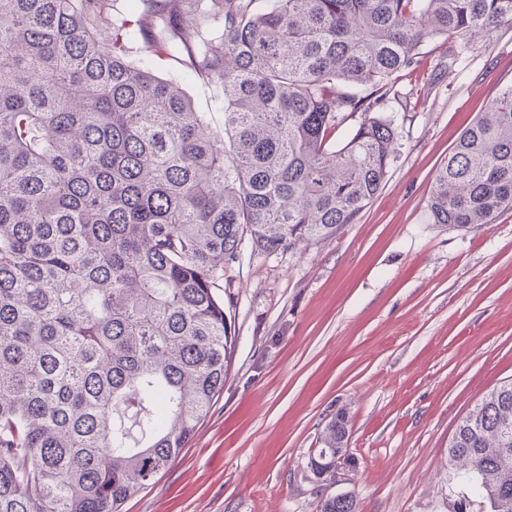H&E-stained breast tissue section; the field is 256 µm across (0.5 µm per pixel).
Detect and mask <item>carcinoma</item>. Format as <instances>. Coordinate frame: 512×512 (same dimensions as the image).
<instances>
[{
	"instance_id": "obj_1",
	"label": "carcinoma",
	"mask_w": 512,
	"mask_h": 512,
	"mask_svg": "<svg viewBox=\"0 0 512 512\" xmlns=\"http://www.w3.org/2000/svg\"><path fill=\"white\" fill-rule=\"evenodd\" d=\"M108 2L0 0V512H121L224 390L233 337L214 288L243 243L289 251L356 223L398 153L397 73L427 41L512 26V0H145L102 41ZM189 13L220 26L191 44ZM165 57L222 88L224 137L156 76ZM506 209L512 84L429 200L457 228ZM347 431L334 416L322 447ZM459 453L490 512H512L511 380L460 421Z\"/></svg>"
}]
</instances>
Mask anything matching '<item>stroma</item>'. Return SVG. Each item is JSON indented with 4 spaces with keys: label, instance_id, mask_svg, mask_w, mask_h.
<instances>
[{
    "label": "stroma",
    "instance_id": "1",
    "mask_svg": "<svg viewBox=\"0 0 512 512\" xmlns=\"http://www.w3.org/2000/svg\"><path fill=\"white\" fill-rule=\"evenodd\" d=\"M512 82V27L426 42L387 111L401 147L379 195L336 238L272 254L243 247L218 294L235 338L224 389L193 438L122 512H489L453 476L448 442L512 379V211L473 229L434 223L437 168ZM215 132L218 90L182 85ZM345 414L349 482L317 478L312 449Z\"/></svg>",
    "mask_w": 512,
    "mask_h": 512
}]
</instances>
